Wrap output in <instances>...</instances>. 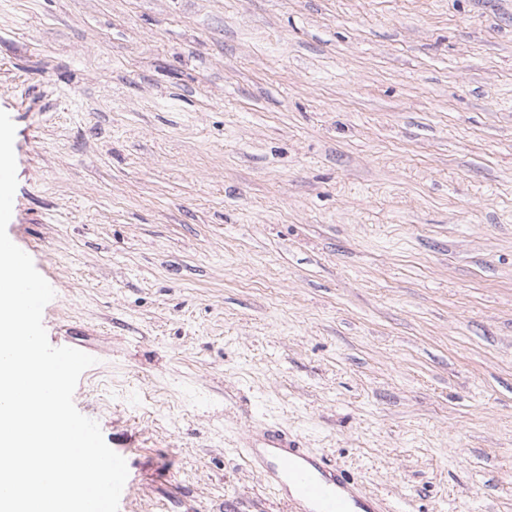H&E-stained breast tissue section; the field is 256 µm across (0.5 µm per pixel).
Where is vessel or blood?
I'll return each instance as SVG.
<instances>
[{
    "label": "vessel or blood",
    "instance_id": "1",
    "mask_svg": "<svg viewBox=\"0 0 512 512\" xmlns=\"http://www.w3.org/2000/svg\"><path fill=\"white\" fill-rule=\"evenodd\" d=\"M241 455L277 490L288 491L293 512H380L343 470L303 448L286 430L267 427L253 435Z\"/></svg>",
    "mask_w": 512,
    "mask_h": 512
}]
</instances>
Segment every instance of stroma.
<instances>
[{"instance_id": "stroma-1", "label": "stroma", "mask_w": 512, "mask_h": 512, "mask_svg": "<svg viewBox=\"0 0 512 512\" xmlns=\"http://www.w3.org/2000/svg\"><path fill=\"white\" fill-rule=\"evenodd\" d=\"M0 110L119 512H512V0H0ZM237 452L268 485L287 491L294 512H380L377 500L363 494L358 482L303 448L286 430L267 427Z\"/></svg>"}]
</instances>
